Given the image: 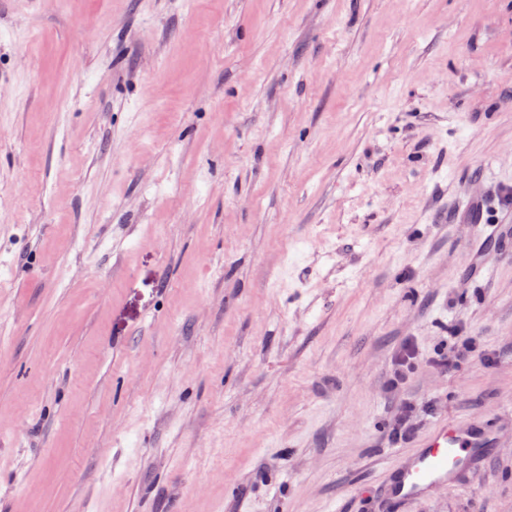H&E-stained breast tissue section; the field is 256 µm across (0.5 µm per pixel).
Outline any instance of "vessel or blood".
Segmentation results:
<instances>
[{
	"instance_id": "vessel-or-blood-1",
	"label": "vessel or blood",
	"mask_w": 512,
	"mask_h": 512,
	"mask_svg": "<svg viewBox=\"0 0 512 512\" xmlns=\"http://www.w3.org/2000/svg\"><path fill=\"white\" fill-rule=\"evenodd\" d=\"M497 430L484 423L444 421L433 425L418 447L390 471L377 493L388 503L419 502L441 488L463 486L465 475L483 464L497 445Z\"/></svg>"
}]
</instances>
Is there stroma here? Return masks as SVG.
<instances>
[{"label": "stroma", "instance_id": "35a3bbf8", "mask_svg": "<svg viewBox=\"0 0 512 512\" xmlns=\"http://www.w3.org/2000/svg\"><path fill=\"white\" fill-rule=\"evenodd\" d=\"M511 191L512 0H0V512H512ZM497 438V429L489 424H434L418 448L391 469L377 494L396 505L426 500L440 488L461 487L465 475L481 467L489 449L497 447Z\"/></svg>", "mask_w": 512, "mask_h": 512}]
</instances>
